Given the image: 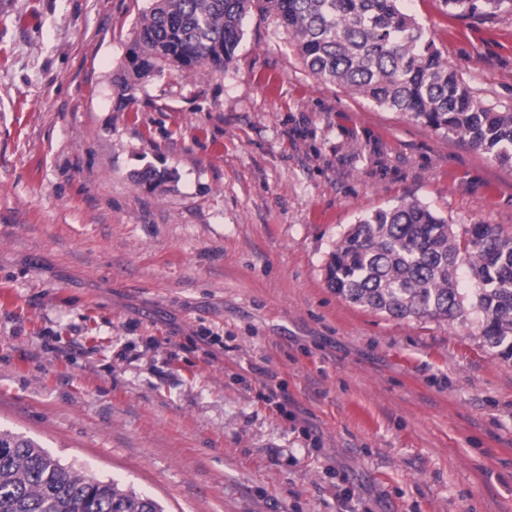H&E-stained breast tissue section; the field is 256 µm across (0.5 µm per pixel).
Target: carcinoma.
Returning a JSON list of instances; mask_svg holds the SVG:
<instances>
[{
  "label": "carcinoma",
  "instance_id": "cac0c4a2",
  "mask_svg": "<svg viewBox=\"0 0 512 512\" xmlns=\"http://www.w3.org/2000/svg\"><path fill=\"white\" fill-rule=\"evenodd\" d=\"M512 0H445L464 15L494 14ZM258 11L293 41L304 68L376 106L512 167V108L480 98L448 67L402 0H153L113 82L119 102L167 68L204 60L222 70ZM467 268L475 287H460ZM346 301L397 319L453 323L478 314L484 343L512 359V235L476 224L458 236L430 206L405 201L360 218L326 265ZM0 512H163L149 496L60 462L38 443L0 429Z\"/></svg>",
  "mask_w": 512,
  "mask_h": 512
}]
</instances>
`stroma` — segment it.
I'll list each match as a JSON object with an SVG mask.
<instances>
[{
  "instance_id": "35a3bbf8",
  "label": "stroma",
  "mask_w": 512,
  "mask_h": 512,
  "mask_svg": "<svg viewBox=\"0 0 512 512\" xmlns=\"http://www.w3.org/2000/svg\"><path fill=\"white\" fill-rule=\"evenodd\" d=\"M149 6L0 0V427L164 512H512V361L477 315L400 320L326 281L405 201L512 235V167L311 76L256 11L228 68L119 104ZM404 6L512 106V12Z\"/></svg>"
}]
</instances>
